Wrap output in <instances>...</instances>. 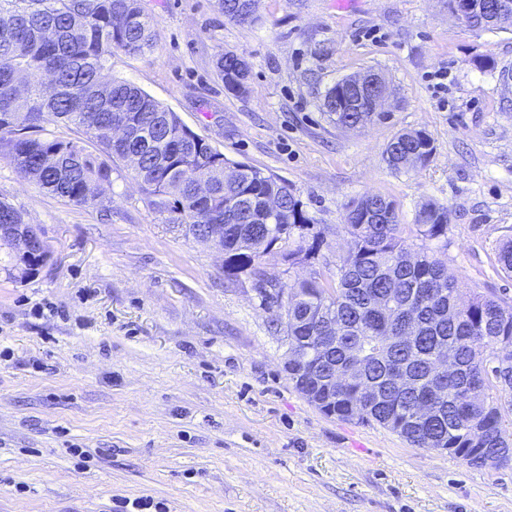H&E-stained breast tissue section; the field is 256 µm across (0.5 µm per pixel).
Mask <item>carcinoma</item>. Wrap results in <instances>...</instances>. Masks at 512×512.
Segmentation results:
<instances>
[{"instance_id":"1","label":"carcinoma","mask_w":512,"mask_h":512,"mask_svg":"<svg viewBox=\"0 0 512 512\" xmlns=\"http://www.w3.org/2000/svg\"><path fill=\"white\" fill-rule=\"evenodd\" d=\"M229 20H257L258 0H216ZM156 21L139 0H0V158L47 192L77 205L105 206L112 185V163L126 161L112 144V115L132 112L142 122V165L132 169L147 204L166 224H181L196 234L199 224L224 225V273L228 280L249 272L270 286L262 300L288 294L286 335L306 362L319 336H334L332 350L316 368L328 388L333 367L367 362V371L330 390L342 420L375 422L419 448H482L480 464L498 465L497 449L512 446L504 425L501 393L509 367L493 365L496 347L512 348V304L473 296L459 302L455 278L448 275L440 248L448 246V208L423 202L412 224H402L396 203L383 195H364L346 206V255L336 274L313 273L296 284L268 280L263 257L280 253L290 261L316 259L324 240L308 241L313 219L290 186L245 164L230 163L205 138L191 131L169 107L134 83L107 79L112 50L130 55L151 52ZM234 54L217 55L214 68L235 95L239 77ZM320 108L336 125L354 129L371 121L365 103L333 85ZM64 123L82 132L78 141L42 135L44 125ZM434 151L424 131L405 130L387 144L389 168L409 171L407 155L424 166ZM207 176L214 196L204 202L193 182ZM279 200L267 214L265 198ZM22 216L0 200V224H20ZM421 241L409 251L408 238ZM441 247H431V243ZM500 270L512 278V236L497 245ZM319 312L317 320L304 319ZM448 345L456 373L433 375L438 348ZM406 375L413 389L395 385ZM436 406L417 422L408 411L419 400Z\"/></svg>"}]
</instances>
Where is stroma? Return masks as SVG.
<instances>
[{
  "instance_id": "35a3bbf8",
  "label": "stroma",
  "mask_w": 512,
  "mask_h": 512,
  "mask_svg": "<svg viewBox=\"0 0 512 512\" xmlns=\"http://www.w3.org/2000/svg\"><path fill=\"white\" fill-rule=\"evenodd\" d=\"M259 0L236 23L214 0H140L151 53L112 54L111 75L171 108L223 152L288 182L325 244L313 263L267 257L282 282L335 272L347 204L395 200L413 223L449 210L448 271L462 300H512L495 247L512 235V24L472 29L448 0ZM245 58L227 92L219 53ZM385 76L389 97L354 130L318 103L338 80ZM428 133L425 167L391 171L400 131ZM109 211L51 195L0 159V199L48 249L30 274L0 245V512H512V464L476 465L375 424L325 416L284 368V311L252 275L150 210L128 165Z\"/></svg>"
}]
</instances>
